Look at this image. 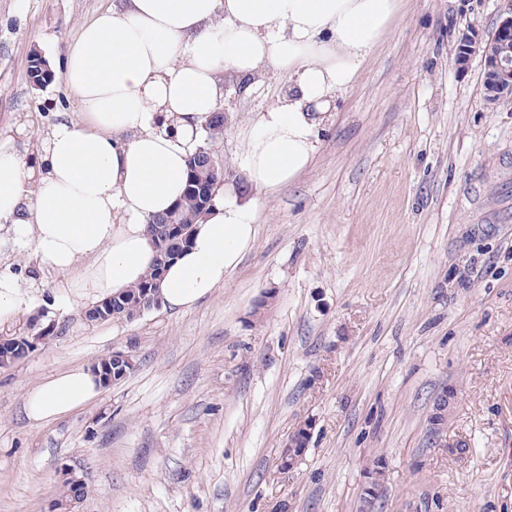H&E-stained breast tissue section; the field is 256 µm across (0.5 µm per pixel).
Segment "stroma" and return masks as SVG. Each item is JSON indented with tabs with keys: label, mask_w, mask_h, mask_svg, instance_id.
<instances>
[{
	"label": "stroma",
	"mask_w": 512,
	"mask_h": 512,
	"mask_svg": "<svg viewBox=\"0 0 512 512\" xmlns=\"http://www.w3.org/2000/svg\"><path fill=\"white\" fill-rule=\"evenodd\" d=\"M112 0H0V145L37 147L79 101L32 85L29 55L62 60ZM506 0H399L338 96L312 165L273 190L244 186L256 243L196 306L91 322L57 298L54 335L0 368V512H50L72 466L76 512H512V99L484 66L455 64L463 31L491 38ZM288 90L268 69L211 150L227 180L256 115ZM116 352L134 368L59 419L25 416L44 380ZM457 403L428 424L443 390ZM309 425L292 469L289 437ZM468 444L466 453L453 442Z\"/></svg>",
	"instance_id": "obj_1"
}]
</instances>
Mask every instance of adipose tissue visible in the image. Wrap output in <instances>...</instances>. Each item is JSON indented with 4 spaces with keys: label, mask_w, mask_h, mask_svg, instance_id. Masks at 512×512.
Instances as JSON below:
<instances>
[{
    "label": "adipose tissue",
    "mask_w": 512,
    "mask_h": 512,
    "mask_svg": "<svg viewBox=\"0 0 512 512\" xmlns=\"http://www.w3.org/2000/svg\"><path fill=\"white\" fill-rule=\"evenodd\" d=\"M395 8V0H113L64 59L79 112L40 148L0 147V238L68 274L76 299L99 303L134 287L156 258L148 223L182 196L187 159L224 99V76L287 71V94L260 113L242 158L250 186L285 185L310 165L324 114ZM256 235L251 204L223 186L167 267L159 303L194 307ZM39 301L0 272V322ZM100 390L91 371L56 375L27 394L26 417H61Z\"/></svg>",
    "instance_id": "1"
}]
</instances>
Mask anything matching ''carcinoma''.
Listing matches in <instances>:
<instances>
[{
	"mask_svg": "<svg viewBox=\"0 0 512 512\" xmlns=\"http://www.w3.org/2000/svg\"><path fill=\"white\" fill-rule=\"evenodd\" d=\"M29 78L39 87L51 83L55 74L47 59L34 50L29 58ZM208 149L191 155L188 159L186 184L183 197L165 215L156 217L149 225L157 249L156 260L142 281L135 287L100 303V307L89 309L91 321L131 320L143 312L157 282L164 275L165 268L185 247L193 234L194 224L206 213L208 206L203 204V196L198 189L196 170ZM385 463L377 457L372 461L366 487L380 489L384 479Z\"/></svg>",
	"mask_w": 512,
	"mask_h": 512,
	"instance_id": "carcinoma-1",
	"label": "carcinoma"
}]
</instances>
